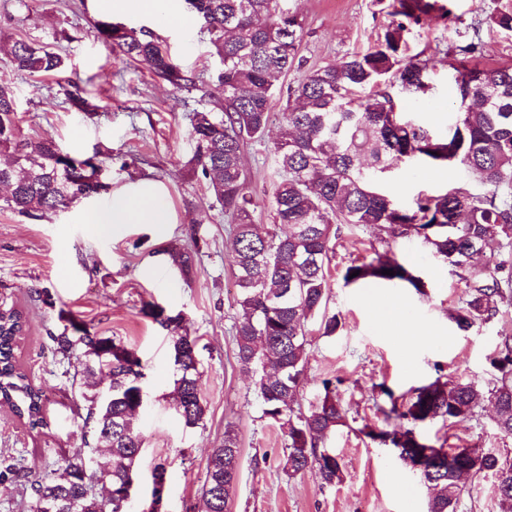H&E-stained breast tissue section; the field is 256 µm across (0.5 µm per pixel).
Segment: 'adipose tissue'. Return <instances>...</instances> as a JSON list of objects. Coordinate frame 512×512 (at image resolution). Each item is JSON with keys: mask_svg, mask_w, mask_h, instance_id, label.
Segmentation results:
<instances>
[{"mask_svg": "<svg viewBox=\"0 0 512 512\" xmlns=\"http://www.w3.org/2000/svg\"><path fill=\"white\" fill-rule=\"evenodd\" d=\"M106 15L138 13L150 15L162 24L187 30L193 27L192 14L174 8L171 0H96ZM95 233L111 234L122 224H168L172 215L158 185L142 179L109 193L104 200L89 204L83 215Z\"/></svg>", "mask_w": 512, "mask_h": 512, "instance_id": "adipose-tissue-1", "label": "adipose tissue"}]
</instances>
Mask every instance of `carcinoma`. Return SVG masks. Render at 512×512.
<instances>
[{
    "instance_id": "1",
    "label": "carcinoma",
    "mask_w": 512,
    "mask_h": 512,
    "mask_svg": "<svg viewBox=\"0 0 512 512\" xmlns=\"http://www.w3.org/2000/svg\"><path fill=\"white\" fill-rule=\"evenodd\" d=\"M286 0H185L210 35L224 64L221 111H197L192 118L194 153L188 171L204 179L224 214L234 221L233 263L239 288L234 325L236 358L247 371L261 369L255 391L262 415L285 428L284 469L296 475L317 472L321 485L342 480L336 455L321 443L343 425L345 411L332 382L323 381L324 396L308 413L293 408L306 364L307 323L320 318L323 335L336 334L340 321L328 314L329 265L336 239L344 226H375L388 245L398 238L417 237L449 265L467 273V298L450 313L460 331L495 318L512 303V64L487 67L474 42L448 49L454 71L458 116L452 132L439 137L421 124L404 119L400 96L422 101L431 86L429 63L405 58V35L432 13H449L441 0H391L393 20L380 43L365 53H352L337 64L311 71L288 90L284 119L292 133L275 143L284 178L274 199L273 227L261 234L253 224V198L242 149L247 140H261L269 131L274 81L295 62L303 29L300 17L284 8ZM489 28L512 33V0L488 18ZM112 49L126 59L147 62L154 73L177 90L195 89L209 95L205 84L182 70L160 38L149 30L122 23H95ZM13 70L20 74L59 73L65 61L58 53L31 41L16 39L10 49ZM377 88L365 98L357 93ZM16 102L9 84L0 81V180L14 185L4 204L10 210L37 218L65 209L80 199L109 190L105 182L87 178L102 169L96 157L78 158L52 140L31 141L17 133ZM435 167L463 165L482 186L476 193L459 186L445 194L419 197L406 208L382 191L385 174L406 161ZM184 278L192 276L195 253L177 244L161 249ZM485 264L477 266L475 260ZM394 274L385 275L383 271ZM357 276L350 277V274ZM345 284L369 281L414 288L421 279L397 259L376 254L368 262L352 263L343 272ZM148 314L171 335L172 359L177 368L173 406L188 427L203 418L196 339L182 333V315L163 308ZM26 327V313L15 306L0 310V403L31 429L46 425L44 399L14 350ZM54 353L76 358L81 373L103 374L112 387V403L96 393H82L85 416L83 443L110 451L106 468L112 499L92 494L94 473L77 451L65 454L55 472L30 483L28 512H41L46 498L77 500L82 512H128L122 497L129 477L136 474L143 445L136 426L145 367L136 351L114 337L97 336L86 326L68 321L49 336ZM490 386L475 382L452 387L438 381L413 390L404 410L390 412L405 420L397 430L365 426L369 438L389 441L402 457L411 456L422 438L416 427L428 420L451 424L473 417L483 402L495 409L499 433L512 436V336L502 337L492 358ZM239 444L232 430L224 446L213 449L203 496L210 512H227L238 479ZM495 477V494L512 512V458L477 448H456L426 463L420 478L436 490L428 512H455L464 492L461 473Z\"/></svg>"
}]
</instances>
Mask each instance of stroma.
I'll return each instance as SVG.
<instances>
[{
	"label": "stroma",
	"instance_id": "1",
	"mask_svg": "<svg viewBox=\"0 0 512 512\" xmlns=\"http://www.w3.org/2000/svg\"><path fill=\"white\" fill-rule=\"evenodd\" d=\"M497 0H452L448 17L437 15L413 27L407 56L429 63L431 93L424 106L406 104L407 119L427 123L438 135L456 120L448 50L471 40L483 47L488 66L512 63V35L489 29L485 18ZM303 21L294 66L275 83L273 123L265 140L249 141L242 160L254 200L253 222L261 230L273 223L276 189L282 179L274 144L287 124V90L314 68L374 48L391 22L385 0H288ZM94 0H0V79L11 83L16 124L22 137L54 139L73 154L100 153L112 188L132 179H149L165 190L174 216L170 224H125L112 236L94 235L80 221V206L33 220L0 206V303L24 309L28 322L15 354L33 385L46 396L45 427L30 430L0 407V461L18 464L37 477L53 472L61 453L82 449L83 421L73 410L72 390L96 391L101 376L74 378V367L59 361L48 336L65 319L85 322L93 331L123 341L142 357L143 385L149 393L137 420L143 439L134 488L147 498L151 470L164 464L167 483L162 512H205L202 497L206 466L213 449L224 444L225 430L240 443V476L228 512H428L430 493L419 476L398 460L390 446L364 436V426L399 427L385 419L386 385L407 395L433 381L487 384L490 361L501 338L512 335V306L491 321L458 331L452 310L466 297L464 279L420 240L400 239L385 247L374 228L343 230L330 264L329 313L342 326L322 335L318 319L308 323L306 368L297 403L309 411L332 381L346 410V424L328 436L342 480L321 485L315 471L288 475L283 470L286 438L278 424L262 416L253 377L235 358L237 317L231 220L214 204L204 181L188 174L192 156L191 117L204 109L219 111L221 94L201 99L198 92L173 89L148 65L125 60L100 39ZM122 23L146 27L165 40L183 69L212 84L223 69L202 24L188 31L159 27L150 17L125 15ZM24 39L60 53L66 72L29 76L13 70L8 47ZM78 82L96 114L66 103L63 85ZM462 168L435 169L399 164L386 188L402 204L421 194L438 195L471 183ZM198 226L195 273L184 279L170 266L160 245L189 244L187 231ZM391 249L423 286L378 283L344 284L351 262L370 260ZM48 291L53 305L39 302ZM158 304L183 316V329L197 341L201 372L202 422L186 427L171 403L173 359L167 330L144 313ZM396 310L407 333L427 342L406 349L377 304ZM391 394V395H392ZM423 437L448 448H483L512 457V437L500 434L490 407L477 409L466 422L439 420L419 428ZM457 512H501L491 476L467 478Z\"/></svg>",
	"mask_w": 512,
	"mask_h": 512
}]
</instances>
